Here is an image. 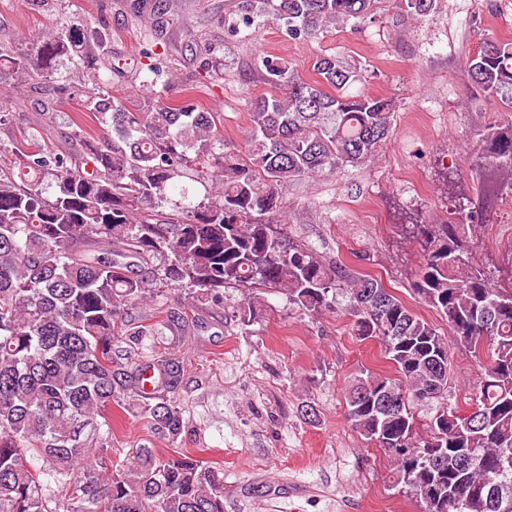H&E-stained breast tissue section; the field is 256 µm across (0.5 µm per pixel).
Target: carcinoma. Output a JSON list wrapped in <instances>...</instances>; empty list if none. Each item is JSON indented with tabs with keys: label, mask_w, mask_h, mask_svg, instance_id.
I'll use <instances>...</instances> for the list:
<instances>
[{
	"label": "carcinoma",
	"mask_w": 512,
	"mask_h": 512,
	"mask_svg": "<svg viewBox=\"0 0 512 512\" xmlns=\"http://www.w3.org/2000/svg\"><path fill=\"white\" fill-rule=\"evenodd\" d=\"M381 0H242L241 21L316 36L374 17ZM417 19L437 0H396ZM154 35L167 7L137 0ZM109 34L72 18L19 55L0 36V80L18 74L55 103L76 102L78 116L102 132L78 130L74 150L13 128L0 110V512H224V469L204 448L159 456L146 446L112 465V406L138 401L151 432L177 447L184 411L167 393L182 383L174 354L138 362L150 330L129 329V310L184 288L197 305L224 308V290L241 291L234 314L255 322L265 294L320 315L345 291L352 332L385 349L396 377L362 369L345 391V416L393 463L394 485L408 456L431 452L405 494L422 512H512V261L492 275L475 263L479 228L472 202L450 194L449 217L401 223L420 262L414 292L447 322L456 344L479 366L469 390L473 420L420 432L410 408L448 393V341L371 275L323 262L285 229L282 196L312 175L370 161L392 133L396 102L354 89L363 75L334 54L312 59L316 79L263 58L271 92L256 99L244 155L224 145V118L194 103L172 104L153 91L130 109L95 91L108 70ZM76 61L85 83L55 77ZM473 88L512 110V41L485 38L466 61ZM482 155L512 187V123L479 134ZM183 337L198 324L172 311ZM125 337L127 347L114 350ZM407 408L388 414L389 392ZM462 448L475 460L464 466Z\"/></svg>",
	"instance_id": "cac0c4a2"
}]
</instances>
